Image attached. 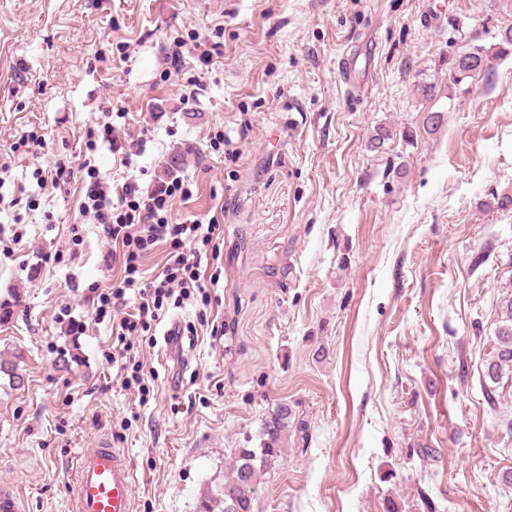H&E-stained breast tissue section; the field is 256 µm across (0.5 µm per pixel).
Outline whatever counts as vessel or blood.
<instances>
[{"label":"vessel or blood","instance_id":"1","mask_svg":"<svg viewBox=\"0 0 512 512\" xmlns=\"http://www.w3.org/2000/svg\"><path fill=\"white\" fill-rule=\"evenodd\" d=\"M132 463L117 449L88 448L77 462L73 512H133Z\"/></svg>","mask_w":512,"mask_h":512}]
</instances>
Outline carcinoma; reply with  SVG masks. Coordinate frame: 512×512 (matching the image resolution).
<instances>
[{
	"mask_svg": "<svg viewBox=\"0 0 512 512\" xmlns=\"http://www.w3.org/2000/svg\"><path fill=\"white\" fill-rule=\"evenodd\" d=\"M491 59L489 51L477 48L459 54L454 59L453 69L458 74H479L489 69ZM501 318L503 325L497 331L492 358L484 373L493 383V387L484 392L489 403L494 402L496 387L501 385L503 378L512 379V296L503 302ZM289 417L288 406L280 405L264 424L261 446L237 449L236 459L224 475V489L217 494H204V512H228L227 505L231 502L240 506V512L252 509L255 488L266 463L280 452L278 445L288 427Z\"/></svg>",
	"mask_w": 512,
	"mask_h": 512,
	"instance_id": "carcinoma-1",
	"label": "carcinoma"
}]
</instances>
